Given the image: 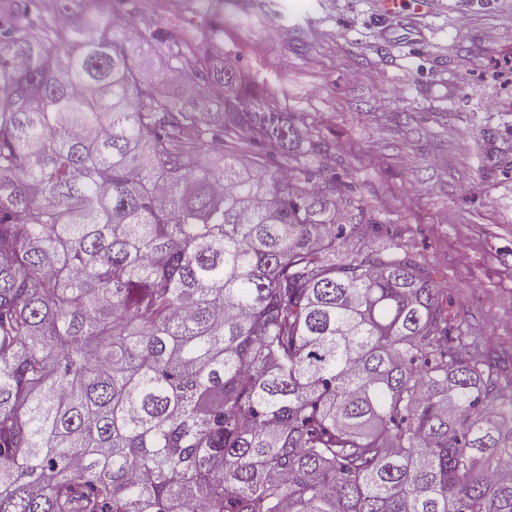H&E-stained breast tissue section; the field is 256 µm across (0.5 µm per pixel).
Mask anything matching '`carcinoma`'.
Here are the masks:
<instances>
[{
	"mask_svg": "<svg viewBox=\"0 0 512 512\" xmlns=\"http://www.w3.org/2000/svg\"><path fill=\"white\" fill-rule=\"evenodd\" d=\"M53 2L0 8V512H512V363L293 165L300 119L139 36L188 110Z\"/></svg>",
	"mask_w": 512,
	"mask_h": 512,
	"instance_id": "carcinoma-1",
	"label": "carcinoma"
}]
</instances>
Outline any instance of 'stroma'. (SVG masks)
I'll return each mask as SVG.
<instances>
[{
	"label": "stroma",
	"mask_w": 512,
	"mask_h": 512,
	"mask_svg": "<svg viewBox=\"0 0 512 512\" xmlns=\"http://www.w3.org/2000/svg\"><path fill=\"white\" fill-rule=\"evenodd\" d=\"M301 117V164L391 225L483 347L512 357V0H127ZM320 143L317 152L307 142Z\"/></svg>",
	"instance_id": "1"
}]
</instances>
